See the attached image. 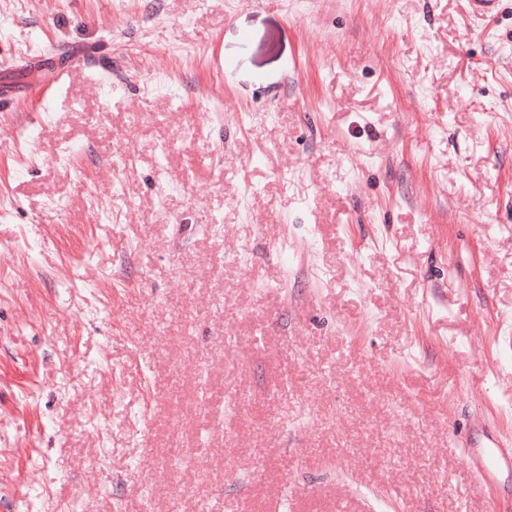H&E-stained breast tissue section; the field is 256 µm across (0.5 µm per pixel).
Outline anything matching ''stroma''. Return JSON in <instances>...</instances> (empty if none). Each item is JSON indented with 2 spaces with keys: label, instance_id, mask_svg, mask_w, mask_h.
I'll return each mask as SVG.
<instances>
[{
  "label": "stroma",
  "instance_id": "stroma-1",
  "mask_svg": "<svg viewBox=\"0 0 512 512\" xmlns=\"http://www.w3.org/2000/svg\"><path fill=\"white\" fill-rule=\"evenodd\" d=\"M0 86V512H495L512 0H0ZM45 56L55 59L58 62L54 70L43 71L36 63H30L28 65V78L33 83V90L42 94H46L55 85L62 82L70 70L75 66V62L72 60H66L62 64H59V60L62 59V57L61 53L57 50H55L54 53ZM488 443L468 453L470 467L492 488L497 473L504 467H512L511 444L490 435Z\"/></svg>",
  "mask_w": 512,
  "mask_h": 512
}]
</instances>
